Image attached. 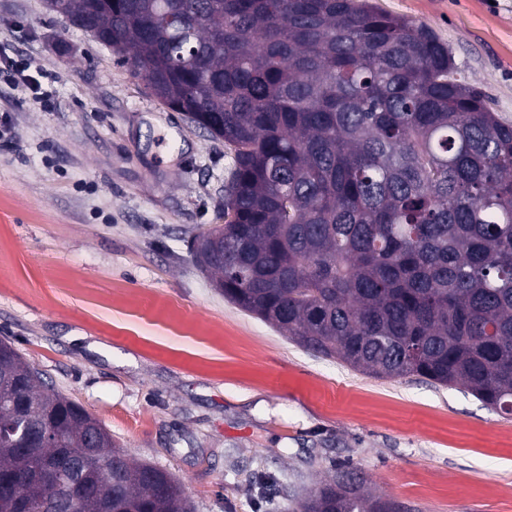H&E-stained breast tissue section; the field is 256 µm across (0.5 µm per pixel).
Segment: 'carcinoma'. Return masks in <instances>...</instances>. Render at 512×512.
<instances>
[{
    "label": "carcinoma",
    "mask_w": 512,
    "mask_h": 512,
    "mask_svg": "<svg viewBox=\"0 0 512 512\" xmlns=\"http://www.w3.org/2000/svg\"><path fill=\"white\" fill-rule=\"evenodd\" d=\"M163 103L224 140L200 269L306 351L467 387L512 415V121L429 27L365 0H65ZM26 417L51 439L26 456ZM112 462V476L99 463ZM191 512L0 340V512ZM340 470L300 512H385Z\"/></svg>",
    "instance_id": "carcinoma-1"
}]
</instances>
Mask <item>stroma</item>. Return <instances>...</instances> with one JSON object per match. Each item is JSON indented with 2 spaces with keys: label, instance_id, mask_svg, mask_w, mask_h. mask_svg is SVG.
<instances>
[{
  "label": "stroma",
  "instance_id": "1",
  "mask_svg": "<svg viewBox=\"0 0 512 512\" xmlns=\"http://www.w3.org/2000/svg\"><path fill=\"white\" fill-rule=\"evenodd\" d=\"M374 2L512 120V0ZM0 116V339L195 512H296L344 468L405 512H512V418L313 356L224 299L191 244L224 213L230 149L45 0H0ZM30 66L29 65H17L14 69V78L16 81L28 89L32 90L34 94L44 103L45 106L49 107L52 104V92L44 90L42 91V87L38 79L29 73Z\"/></svg>",
  "mask_w": 512,
  "mask_h": 512
}]
</instances>
